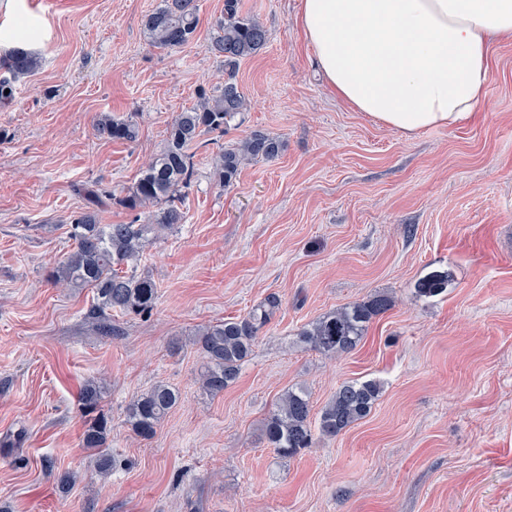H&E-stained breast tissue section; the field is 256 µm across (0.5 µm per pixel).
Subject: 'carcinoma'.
<instances>
[{
	"label": "carcinoma",
	"instance_id": "carcinoma-1",
	"mask_svg": "<svg viewBox=\"0 0 512 512\" xmlns=\"http://www.w3.org/2000/svg\"><path fill=\"white\" fill-rule=\"evenodd\" d=\"M198 24V0H162L157 10L142 19L150 45L170 50L187 46ZM267 41V29L243 10L241 0H224V16L217 21V32L211 42L213 54L224 66L222 88L215 95H200L196 104L175 115L163 147L121 199L131 209L159 206L148 223H101L103 196L110 197L112 193L104 195L97 189H85L89 206L67 219L74 247L48 271L47 278L56 286L93 290L97 303L91 307L90 316L104 320L114 310L142 315L153 309L157 286L149 274L139 271L149 234L172 230L185 222L184 188L194 177L191 148L201 144L206 134L224 132V127L245 110L236 72L240 62L258 54ZM40 64L39 57L25 48L11 50L0 60V69L7 73L0 78V99L9 98L5 90L12 89V82L33 73ZM94 128L98 136L112 141L133 142L139 135L138 123L132 116L116 119L102 114ZM282 148L281 140L257 131L220 148L213 159L219 182L225 187L232 186L244 165L260 159L273 160ZM448 278L447 271H434L417 282L415 293L425 299L439 296L448 288ZM278 306L279 300L270 297L245 317L220 321L200 331L196 345L204 356L200 381L206 392L217 395L237 378L259 330ZM393 306L391 296L375 294L302 328L298 340L325 356L342 355L358 345L374 318ZM381 391V384L374 380L341 384L321 410L319 434L334 437L367 417ZM101 395L102 386L96 381L87 382L79 392L78 405L84 418L82 441L87 448L105 447L112 430L111 421L97 412ZM178 401L176 390L157 384L128 405L126 421L135 434L150 437ZM311 410L310 396L304 388L286 390L264 421L267 445L288 459L310 447Z\"/></svg>",
	"mask_w": 512,
	"mask_h": 512
}]
</instances>
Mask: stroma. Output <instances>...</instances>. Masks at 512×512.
I'll return each instance as SVG.
<instances>
[{
    "label": "stroma",
    "mask_w": 512,
    "mask_h": 512,
    "mask_svg": "<svg viewBox=\"0 0 512 512\" xmlns=\"http://www.w3.org/2000/svg\"><path fill=\"white\" fill-rule=\"evenodd\" d=\"M268 31L236 81L246 100L194 150L187 217L141 261L158 289L145 316H88L90 289L51 285L71 249L68 216L94 185L107 224L146 217L122 199L177 112L223 82L211 51L224 0H199L184 48L149 45L161 0H0V56L19 37L41 57L0 99V512H512V40L489 47L487 103L451 129L412 138L340 101L297 25L301 0H242ZM102 113L135 116V142L97 136ZM254 131L284 143L221 187L218 145ZM448 270L433 299L415 282ZM385 293L395 305L351 352L327 357L298 331ZM281 306L237 379L199 382L194 339ZM105 387L112 468L83 447L78 395ZM375 380L371 413L288 459L262 438L288 388L313 413L341 384ZM163 382L180 401L149 439L125 422ZM75 474L68 495L56 476Z\"/></svg>",
    "instance_id": "1"
}]
</instances>
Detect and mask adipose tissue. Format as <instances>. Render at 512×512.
Listing matches in <instances>:
<instances>
[{
	"instance_id": "1",
	"label": "adipose tissue",
	"mask_w": 512,
	"mask_h": 512,
	"mask_svg": "<svg viewBox=\"0 0 512 512\" xmlns=\"http://www.w3.org/2000/svg\"><path fill=\"white\" fill-rule=\"evenodd\" d=\"M297 21L337 96L410 138L473 115L512 0H302Z\"/></svg>"
}]
</instances>
